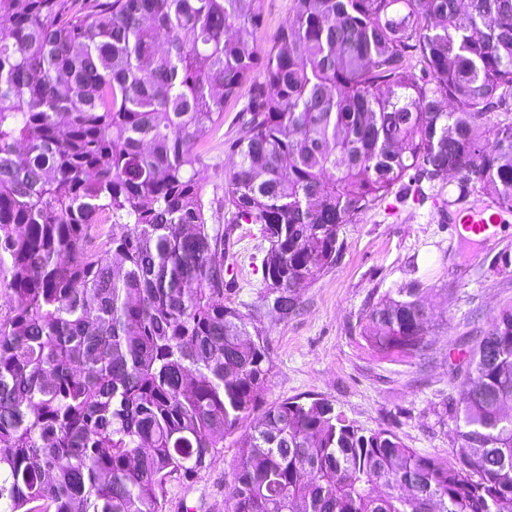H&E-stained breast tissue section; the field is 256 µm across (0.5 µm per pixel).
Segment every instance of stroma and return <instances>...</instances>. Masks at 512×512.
Masks as SVG:
<instances>
[{
  "mask_svg": "<svg viewBox=\"0 0 512 512\" xmlns=\"http://www.w3.org/2000/svg\"><path fill=\"white\" fill-rule=\"evenodd\" d=\"M242 106L239 99L225 103L223 124L200 149L205 200L224 198V172L233 162L228 144ZM447 207V181L425 182L411 185L406 199L389 194L341 226L335 266L301 289L298 310L261 320L274 361L268 401L322 397L365 430L388 428L418 452L449 458L457 441L452 424L438 414L456 394L463 344L512 302V266L500 262L503 252L512 253V211L484 236L472 237L440 219ZM231 241L232 297L250 303L262 289L267 243L254 224L236 226ZM412 259L419 266L415 274L408 268ZM414 277L436 325L434 346L424 359H380L361 336L360 319L370 298L396 292ZM239 445L238 437L227 438L195 477L170 481L165 512H224Z\"/></svg>",
  "mask_w": 512,
  "mask_h": 512,
  "instance_id": "1",
  "label": "stroma"
}]
</instances>
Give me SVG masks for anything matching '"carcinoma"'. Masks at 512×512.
Returning <instances> with one entry per match:
<instances>
[{"label": "carcinoma", "instance_id": "1", "mask_svg": "<svg viewBox=\"0 0 512 512\" xmlns=\"http://www.w3.org/2000/svg\"><path fill=\"white\" fill-rule=\"evenodd\" d=\"M0 0V512H164L240 432L224 512H512V305L463 349L458 445L422 454L323 398L268 403L264 315L336 264L404 179L512 209V0ZM238 115L226 228L196 148ZM260 225L263 291L226 295ZM381 357H422L414 281L372 302ZM291 0H264V22L259 33V44L262 49L270 45L272 36L284 23L289 15Z\"/></svg>", "mask_w": 512, "mask_h": 512}]
</instances>
